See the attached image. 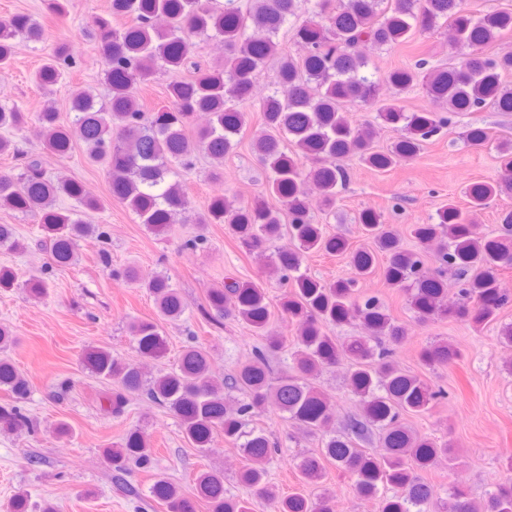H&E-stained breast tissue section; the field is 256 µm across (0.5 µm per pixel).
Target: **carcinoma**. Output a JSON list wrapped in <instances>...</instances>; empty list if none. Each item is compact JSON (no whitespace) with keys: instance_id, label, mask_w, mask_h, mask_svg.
<instances>
[{"instance_id":"carcinoma-1","label":"carcinoma","mask_w":512,"mask_h":512,"mask_svg":"<svg viewBox=\"0 0 512 512\" xmlns=\"http://www.w3.org/2000/svg\"><path fill=\"white\" fill-rule=\"evenodd\" d=\"M295 14L296 0H250L245 9L237 0H110L109 10L92 19L109 91L106 102L76 88L70 94L73 117L61 121L51 97L73 64L64 42L35 74L45 97L36 115L45 152L67 158L81 145L86 163L108 175L111 197L155 234L170 224H222L250 254L273 248L272 269L286 284L280 308L297 319L293 373H283L273 385L270 358L285 347V340L269 329L266 293L237 280L210 288L207 304L214 318L234 316L263 342L236 372L220 380L195 335L174 368L150 377L136 363L90 348L89 372L117 383L105 396V411L117 418L130 396L144 397L175 414L188 441L202 452L214 431H224V439L245 461L240 482L252 488L257 499L273 504L275 512H334V498L323 486L330 467L348 475L360 495L376 499L379 512H512V477L475 499L456 486L443 498L418 475L457 460L451 440L419 435L403 422L406 414L426 412L442 391L394 363L393 354L407 341L408 329L378 297L358 291L359 280L380 264L386 283L404 290L417 324L448 317L482 330L496 323L500 309L512 302V294L499 288L500 271L512 268V208L499 214L505 234L490 237L450 199L429 222L414 225V250L403 247L382 212L367 208L358 222L368 245L351 251L343 236L327 233L316 221L307 193L308 184L316 185L321 205L331 210L348 176L337 159L354 157L384 171L416 160L454 114L512 112V88L504 82L512 75V52H486L512 33V9L474 18L466 13L463 0H314L311 16L292 28L294 41L304 50L299 59L282 54L276 41L280 28ZM119 19L126 23L117 25ZM443 25L456 33L455 62L427 71L426 61L420 59L412 67L394 69L383 79L391 94L381 96L380 82L364 74L370 59L358 55L355 45L367 41L391 49L417 32ZM44 33V25L31 14L0 20L1 78L8 74L18 44L37 43ZM201 37L222 42L224 57L186 77L183 72ZM271 62L276 63L277 84L288 87L289 93L285 97L275 90L262 98L265 131L254 149L266 173L267 192L282 208L265 201L238 203L218 189L203 213H192L183 173L192 168L197 151L220 165L237 148L245 126L240 106L255 97L256 76ZM157 65L168 76L167 101L148 110L140 104L137 89L151 79ZM418 84L448 115L404 109L401 95ZM354 101L374 106V119L352 124L344 107ZM199 114L208 116L206 125H195ZM26 124L27 115L19 106L0 104V154H18L13 137ZM380 125L401 130L385 151L373 145ZM495 150L500 177L467 185L472 211L512 190V138L499 140ZM62 197L74 200L76 208L58 207ZM0 206L37 224L42 243L60 266L75 261L80 242L104 237L99 225L84 220L86 214L104 209L101 198L88 194L78 181L48 177L39 154L26 157L19 173L0 174ZM0 248H25L14 225L0 224ZM312 252L347 256L353 275L334 283L313 278L302 270ZM450 273L458 284L453 297L446 288ZM140 284L154 300L157 319L135 320L129 332L140 357L158 360L166 352L161 322L180 320L184 306L168 275L157 273ZM19 286L41 299L50 283L31 278L21 284L12 267L0 266V289ZM351 322L359 323L363 333L345 345L325 332L327 325ZM461 357L445 342L427 345L419 353L421 365L429 370ZM338 368L345 370L347 386L362 406V414L340 433L329 429L332 403L316 385L323 372ZM0 389L17 400L30 390L28 379L7 358H0ZM270 407L288 419V439L297 434L321 438L317 451L299 457L301 487L286 496L268 480V464L277 449L253 425ZM23 429H33L28 415L16 406L0 408V430ZM374 435L380 447L371 450L365 444ZM103 456L112 461L119 484L131 467L149 469L154 463V451L138 430L129 432L121 444L104 448ZM194 486L195 494L188 496L176 484L159 479L151 494L167 512H196L198 500L208 512H253V502L227 494L224 475L216 470L198 472Z\"/></svg>"}]
</instances>
